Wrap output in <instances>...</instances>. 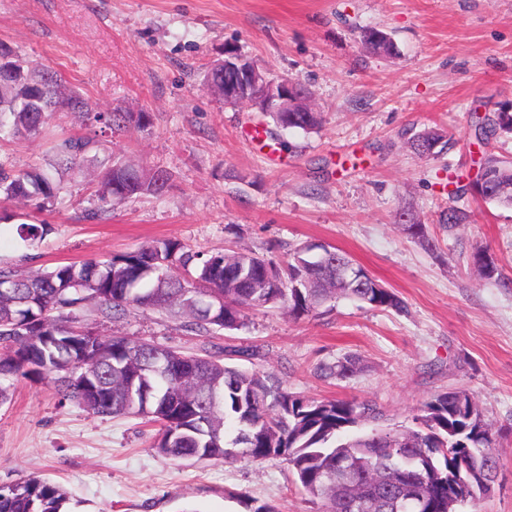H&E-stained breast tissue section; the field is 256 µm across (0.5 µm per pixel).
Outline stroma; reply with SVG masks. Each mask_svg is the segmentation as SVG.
I'll use <instances>...</instances> for the list:
<instances>
[{"label": "stroma", "instance_id": "1", "mask_svg": "<svg viewBox=\"0 0 512 512\" xmlns=\"http://www.w3.org/2000/svg\"><path fill=\"white\" fill-rule=\"evenodd\" d=\"M366 27L389 34L392 55L364 47ZM0 42L58 70L95 111L119 104L150 115L114 133L57 112L45 136L0 140V159L21 171L44 168L51 142L93 143L54 205L0 201V266L25 275L163 238L205 256L253 251L279 262L301 245L333 246L394 289L406 312L347 300L299 320L260 309L209 337L148 308L81 317L103 338L232 349L234 365L276 373L291 391L376 403L384 430L412 426L438 393L468 390L495 425L500 467L492 494L458 512H512V208L471 190L459 200L467 221H440L482 159L512 161V133L481 143L473 127L476 115L512 102V0H0ZM230 48L272 79L304 84L319 127L285 131L207 91L208 68ZM430 128L448 144L418 157L407 139ZM115 158L166 171V188L102 203L96 173ZM99 209L103 219H90ZM407 210L434 250L402 231ZM21 223L50 230L31 246ZM482 247L504 284L475 271ZM349 353L364 364L356 376H318L319 364ZM156 432L138 418L60 404L50 385L22 378L0 405V484L52 478L69 493L68 512H248V498L317 512L284 457L177 462L153 448Z\"/></svg>", "mask_w": 512, "mask_h": 512}]
</instances>
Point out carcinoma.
<instances>
[{
  "mask_svg": "<svg viewBox=\"0 0 512 512\" xmlns=\"http://www.w3.org/2000/svg\"><path fill=\"white\" fill-rule=\"evenodd\" d=\"M0 136L36 137L59 111L88 114L90 104L49 67L37 66L0 43ZM284 129L312 131L317 112H274ZM94 119L112 131L147 119L144 112L115 106ZM475 135L489 139L512 132V111L475 121ZM443 135L427 129L408 138L438 142ZM86 138L52 146L48 167L15 171L0 160V198L24 199L40 209L54 202L63 176L80 166L91 148ZM497 177L512 179V162L487 157L481 163ZM103 196L123 200L159 193L155 175L142 167L112 161L102 177ZM403 231L432 248L426 226L415 220ZM49 231L46 224L18 227L31 244ZM473 264L488 282H499L494 261L478 248ZM340 298L377 310L406 311L393 290L336 285V255L296 248L282 264L249 251L217 253L204 259L176 238L138 246L103 261L56 265L19 275L0 267V404L9 397L7 383L19 377L47 381L62 402L100 417H128L138 406L158 426L153 448L173 460L190 454L199 461L234 460L243 452L255 459L284 456L296 482L319 504V512H360L358 497L372 501V512H436L438 498L432 470L461 467L471 455L484 458L485 476L499 469L497 435L472 394L451 389L420 408L415 427L400 436V448L373 428L379 418L370 401L316 399L284 387L280 378L260 370H241L224 362L223 352L184 353L152 341L125 336L102 339L79 320L90 302L105 319L133 307L151 308L182 320L197 336L244 325L246 312L286 308L300 319ZM217 309L209 311L206 304ZM361 369L360 359L346 355L317 366L323 378L344 381ZM62 487L39 477L0 484V512H65Z\"/></svg>",
  "mask_w": 512,
  "mask_h": 512,
  "instance_id": "obj_1",
  "label": "carcinoma"
}]
</instances>
